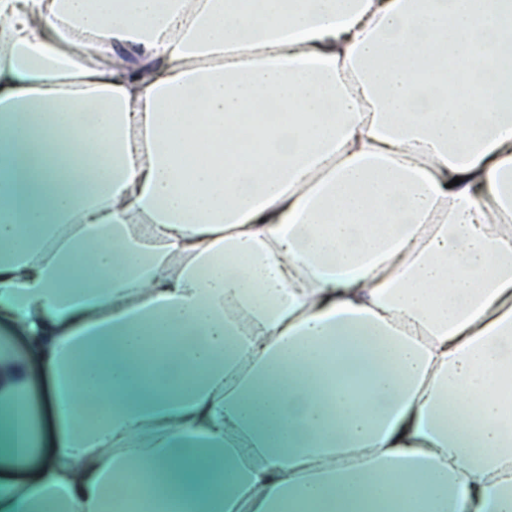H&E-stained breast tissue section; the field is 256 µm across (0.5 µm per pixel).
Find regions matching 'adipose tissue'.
I'll return each mask as SVG.
<instances>
[{"label":"adipose tissue","instance_id":"1","mask_svg":"<svg viewBox=\"0 0 512 512\" xmlns=\"http://www.w3.org/2000/svg\"><path fill=\"white\" fill-rule=\"evenodd\" d=\"M0 318V512H512V0H0Z\"/></svg>","mask_w":512,"mask_h":512}]
</instances>
